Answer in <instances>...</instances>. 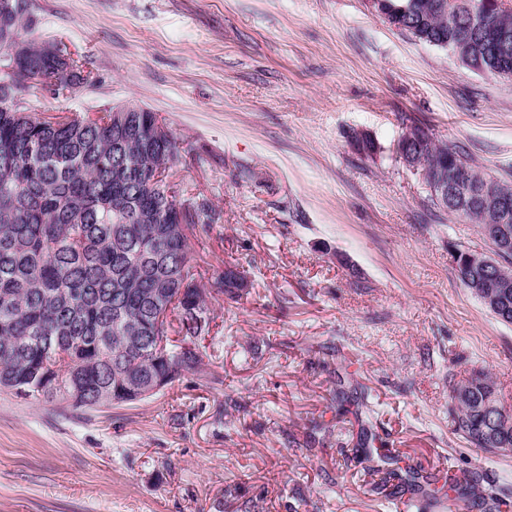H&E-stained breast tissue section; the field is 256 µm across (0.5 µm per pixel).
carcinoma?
Wrapping results in <instances>:
<instances>
[{"label":"carcinoma","mask_w":512,"mask_h":512,"mask_svg":"<svg viewBox=\"0 0 512 512\" xmlns=\"http://www.w3.org/2000/svg\"><path fill=\"white\" fill-rule=\"evenodd\" d=\"M403 30L426 44L463 45L467 69L486 67L498 39L512 40V10L497 0H407ZM31 25L28 0H0V65L10 66L18 30ZM56 51H45L47 43ZM23 42V64L0 83V392L56 402L73 410L135 404L200 367L196 340L206 330L208 296L191 265L187 231L217 224L221 211L206 198L181 200L167 181L179 161L174 132L154 136L156 113L108 111L102 116L13 112L27 84L52 81L55 95L84 84L78 60L60 40ZM398 150L424 160L429 199L434 184L452 180L446 211L483 227L501 215L477 200L484 173L457 144L435 142L424 124ZM362 157L384 147L366 133ZM457 249L454 271L463 287L491 274ZM248 281L237 266L213 276L214 291L238 299ZM182 336L168 347L169 333ZM455 432L475 448L512 449V425L487 420V408L512 422L488 373L474 371L452 386ZM504 491L482 494L485 512H500Z\"/></svg>","instance_id":"1"}]
</instances>
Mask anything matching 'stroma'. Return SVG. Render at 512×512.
Listing matches in <instances>:
<instances>
[{
	"instance_id": "stroma-1",
	"label": "stroma",
	"mask_w": 512,
	"mask_h": 512,
	"mask_svg": "<svg viewBox=\"0 0 512 512\" xmlns=\"http://www.w3.org/2000/svg\"><path fill=\"white\" fill-rule=\"evenodd\" d=\"M29 12L32 36L63 41L91 81L60 97L30 87L28 109L156 112L180 139L171 185L223 213L190 231L192 265L208 285L239 264L251 288L209 302L202 369L148 400L80 413L0 393V512H425L366 456L363 392L401 471L507 487L512 512V450L469 445L449 398L482 369L512 409V325L449 255L490 245L395 154L424 122L512 184V81L365 0H29ZM354 129L383 154H356Z\"/></svg>"
}]
</instances>
